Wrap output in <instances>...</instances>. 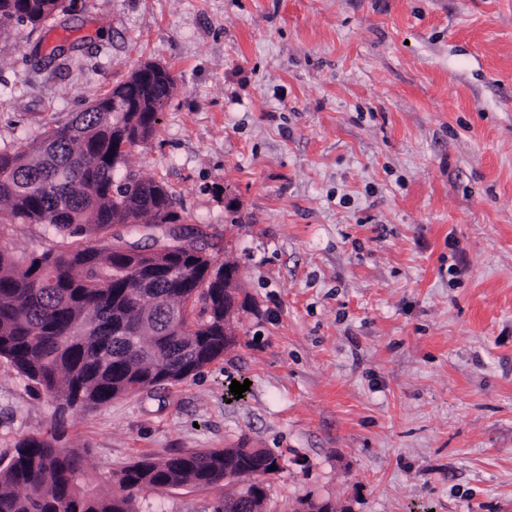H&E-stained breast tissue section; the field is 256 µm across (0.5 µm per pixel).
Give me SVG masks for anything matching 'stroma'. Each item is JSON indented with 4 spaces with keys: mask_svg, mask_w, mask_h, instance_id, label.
Instances as JSON below:
<instances>
[{
    "mask_svg": "<svg viewBox=\"0 0 512 512\" xmlns=\"http://www.w3.org/2000/svg\"><path fill=\"white\" fill-rule=\"evenodd\" d=\"M63 34L79 49L36 65ZM144 61L176 90L128 168L171 188L254 307L181 383L67 411L64 447L104 487L145 456L268 448L273 512H512V0H79L0 38V150ZM59 242L0 230L18 257ZM55 408L0 359V453Z\"/></svg>",
    "mask_w": 512,
    "mask_h": 512,
    "instance_id": "obj_1",
    "label": "stroma"
}]
</instances>
